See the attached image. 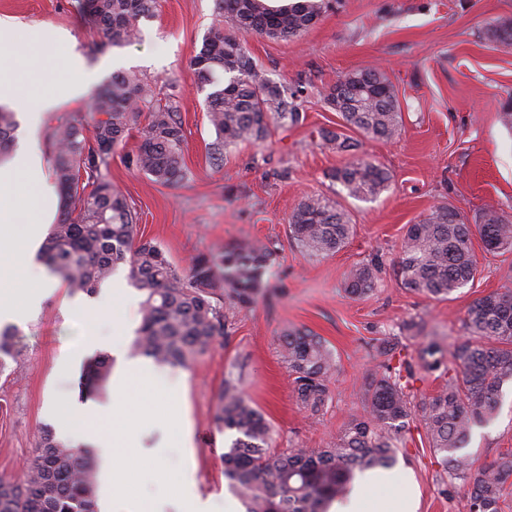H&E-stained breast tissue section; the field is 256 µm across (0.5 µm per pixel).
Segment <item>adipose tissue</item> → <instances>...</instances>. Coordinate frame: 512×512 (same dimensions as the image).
I'll use <instances>...</instances> for the list:
<instances>
[{"mask_svg":"<svg viewBox=\"0 0 512 512\" xmlns=\"http://www.w3.org/2000/svg\"><path fill=\"white\" fill-rule=\"evenodd\" d=\"M16 44L26 45L41 62L31 80L34 103L25 106L29 128L35 132L44 112L76 102L97 80L99 72L86 65L66 32L50 25L23 26L12 18L1 17L0 104H22V81L9 52ZM57 204L58 196L47 181L37 140H30L26 147L0 162L1 326L27 327L43 299L59 289L58 281L34 261ZM132 303V297L121 286L114 287L109 297L92 306L64 302L65 310L82 315L84 329L80 341L63 350L59 373L75 371L85 358L103 348L116 357L117 368L105 401H53L46 407L62 438L79 447L101 449L99 512H112L114 500L124 493L130 470L145 464V457L136 455L135 450L141 445L147 425L162 424L177 430L183 447L193 445L191 422L180 403L184 378L168 381L167 370L156 368L148 360L130 357L124 347V339L132 328L127 317ZM106 309L112 310L114 319L108 339L95 330L99 313ZM157 388L166 391V402L131 410L129 399L133 390ZM106 421L111 422V429H103ZM381 481V476L370 472L357 476L349 496L331 502L328 512H416L411 484H404L392 498L383 499L374 494Z\"/></svg>","mask_w":512,"mask_h":512,"instance_id":"adipose-tissue-1","label":"adipose tissue"}]
</instances>
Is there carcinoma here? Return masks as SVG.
<instances>
[{"mask_svg": "<svg viewBox=\"0 0 512 512\" xmlns=\"http://www.w3.org/2000/svg\"><path fill=\"white\" fill-rule=\"evenodd\" d=\"M76 16L105 46L122 47L141 35V21L155 17L157 0H71ZM331 0H293L273 8L268 0H215L218 21L191 58L198 88L204 92L206 116L215 139L213 159L241 143L263 141L273 128L300 119L296 94L264 78L248 53L242 35L294 39L313 26ZM232 32L224 31V20ZM488 36L505 52L512 50V20L497 21ZM343 97L331 88L325 104L339 113L342 127L365 138L392 141L401 135L398 92L385 72L364 68L347 73ZM91 124L64 123L50 134L53 176L65 200L41 253L49 272L74 292L93 295L117 266L129 265V277L145 298L140 323L130 346L133 355L161 366H190L224 337L222 302L245 308L264 287V269L274 250L251 243L219 254L218 260L194 258L179 270L156 243L137 239L138 217L107 178L112 155L129 132L139 129L141 144L129 163L161 185L184 178L185 142L177 96L158 97L154 87L135 73H115L92 96ZM19 122L16 112L0 107V160L13 150ZM338 152L358 149L359 141L328 129L319 131ZM86 186L80 187L82 178ZM330 177L354 199L378 197L390 182L384 167L356 158L335 168ZM290 234L313 256L340 250L353 229L349 213L336 202L312 196L299 202L289 219ZM486 251L512 248V220L493 206L483 209L476 224L464 221L451 207H441L407 227L395 273L403 287L447 300L474 281L478 268L473 238ZM230 288L218 292L216 267ZM377 267L358 264L346 277V292L364 297L377 288ZM463 324L468 332L452 353L449 373L446 350L435 340L421 345L417 358L397 355L401 337L388 336L376 345L383 360L363 377L366 405L352 416L330 448L273 449V428L247 400L240 384L224 381L217 396L215 419L233 432L224 452V478L249 512H326L344 498L357 474L389 470L395 448L403 442L409 421L424 429L429 447L449 482L461 485L469 512H502L512 485V448L488 465L477 467L464 452L474 428L495 417L503 384L512 382V291L475 299ZM12 326L0 328V372L20 350ZM281 357L293 376L297 402L311 416L331 399L330 381L337 371L331 350L307 330L281 336ZM111 360L99 355L85 370L84 388H103ZM439 373L437 389L414 400L410 383L417 370ZM0 512H97V460L89 448H77L45 427L32 457L15 476L0 475Z\"/></svg>", "mask_w": 512, "mask_h": 512, "instance_id": "cac0c4a2", "label": "carcinoma"}]
</instances>
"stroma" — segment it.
I'll list each match as a JSON object with an SVG mask.
<instances>
[{
	"mask_svg": "<svg viewBox=\"0 0 512 512\" xmlns=\"http://www.w3.org/2000/svg\"><path fill=\"white\" fill-rule=\"evenodd\" d=\"M1 16L66 30L89 62L111 59L121 70L148 78L158 92L178 95L183 181L164 186L129 164L139 133H131L112 156V186L138 212L139 237L157 243L181 269L197 256L257 240L275 250L251 304L225 307L224 339L185 368L182 402L194 446L170 441L158 471L137 479L144 498L161 496L164 480L192 465L201 493L213 497L215 512H224L231 493L223 455L231 436L218 428L215 405L226 378H238L271 422L274 448H324L361 411L363 374L379 363V338L400 334L404 322L416 320L423 340L453 350L465 334L469 305L512 289V250L492 254L478 239V273L450 300L409 291L394 272L407 226L439 207H454L469 223L490 205L512 218V129L500 121L501 107L512 102V53L498 50L486 34L493 21L512 18V0H340L298 38L246 35L245 46L266 77L297 93L301 120L275 128L266 141L229 149L220 162L209 154L214 132L190 65L216 21L214 0H158L155 17L141 24L140 39L123 47L100 46L70 0H0ZM371 65L385 71L399 92L402 135L392 142L364 137L355 154L338 152L318 135L341 123L324 96L345 74ZM355 155L391 174L388 190L374 200L350 198L329 178ZM318 195L347 210L354 231L339 251L312 257L296 246L288 225L293 206ZM371 261L378 266L377 289L350 297L347 271ZM70 296L64 287L43 301L36 319L18 332L14 374H0V474H15L32 456L48 424L45 403L79 393L78 375L57 371L63 349L81 334L79 321H66L62 313ZM297 328L321 336L338 365L332 398L315 419L298 405L279 353L281 336ZM506 448H512L511 383L502 388L495 419L473 430L467 451L483 466ZM390 475L384 493L411 481L417 512H469L463 491L442 478L418 422H410L406 448Z\"/></svg>",
	"mask_w": 512,
	"mask_h": 512,
	"instance_id": "35a3bbf8",
	"label": "stroma"
}]
</instances>
